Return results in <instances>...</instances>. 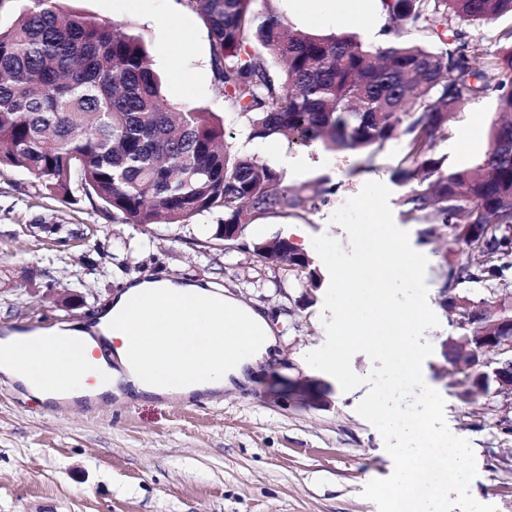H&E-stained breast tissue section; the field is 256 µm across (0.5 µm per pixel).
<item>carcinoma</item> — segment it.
<instances>
[{"instance_id":"1","label":"carcinoma","mask_w":512,"mask_h":512,"mask_svg":"<svg viewBox=\"0 0 512 512\" xmlns=\"http://www.w3.org/2000/svg\"><path fill=\"white\" fill-rule=\"evenodd\" d=\"M62 0H23L0 29V164L26 170L38 189L64 200L84 194L125 224L186 226L203 214L226 224L300 217L336 194L327 178L290 184L279 169L227 142L224 119L206 108L169 106L133 26L61 8ZM210 34V65L246 141L270 138L321 145L357 158L368 172L394 140L405 145L395 179L411 185L408 219L429 238L434 225L480 254L477 265L445 261L440 292L469 324V355L448 373L489 390L482 370L486 323L473 313L492 305L459 290L496 278L512 283V29L477 68L462 25L512 14V0H382L388 43L364 46L355 35L306 33L275 0H181ZM421 39H408L409 31ZM493 92L503 119L489 149L466 167L433 152L463 104ZM313 287L312 258L279 235L255 242Z\"/></svg>"}]
</instances>
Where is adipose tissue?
I'll use <instances>...</instances> for the list:
<instances>
[{
	"instance_id": "obj_1",
	"label": "adipose tissue",
	"mask_w": 512,
	"mask_h": 512,
	"mask_svg": "<svg viewBox=\"0 0 512 512\" xmlns=\"http://www.w3.org/2000/svg\"><path fill=\"white\" fill-rule=\"evenodd\" d=\"M141 299L149 307L134 311ZM49 338L65 351L49 354ZM277 347L263 311L212 284L135 278L99 311L93 330L66 324L48 337L0 339V374L44 404L131 395L205 399L250 386ZM78 362L84 374L67 387L35 379L44 371L66 374Z\"/></svg>"
}]
</instances>
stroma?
<instances>
[{
  "label": "stroma",
  "instance_id": "35a3bbf8",
  "mask_svg": "<svg viewBox=\"0 0 512 512\" xmlns=\"http://www.w3.org/2000/svg\"><path fill=\"white\" fill-rule=\"evenodd\" d=\"M64 9L132 24L144 40L169 104L192 103L223 113L224 98L210 66L206 27L181 0H65ZM512 17L465 25L476 62L497 52ZM497 99L467 102L434 148L452 167H465L489 148ZM232 144L276 164L281 155H303L312 167L292 172L289 183L326 177L339 186L330 203L294 219L306 254L326 234L347 242L331 216L371 180L390 190L395 224L429 260L428 304L439 325L425 331L433 353L425 361L429 382L445 400L450 428L473 448L478 475L473 497L512 512V402L494 393L467 403V386L446 370L444 341L458 335L454 314L440 305L445 260L470 262V253L446 229L427 240L407 221L402 200L409 185L394 170L405 151L388 145L375 168L354 173L355 160L321 146L282 139L246 141L226 119ZM211 216L187 226L122 223L87 199L67 205L44 195L25 171L0 166V336L9 328L40 332L88 322L125 279L173 277L215 282L246 304L266 311L281 357L256 385L202 402L179 397L106 403L42 405L22 387L0 377V512H377L361 492L394 468L380 433L356 411L366 387L342 392L330 375L309 367L304 356L323 345L326 290L307 292L287 268L258 262L249 250L224 249L200 231ZM83 229L82 237L51 245L31 224ZM310 377L328 383L326 403L298 395L295 383Z\"/></svg>",
  "mask_w": 512,
  "mask_h": 512
}]
</instances>
